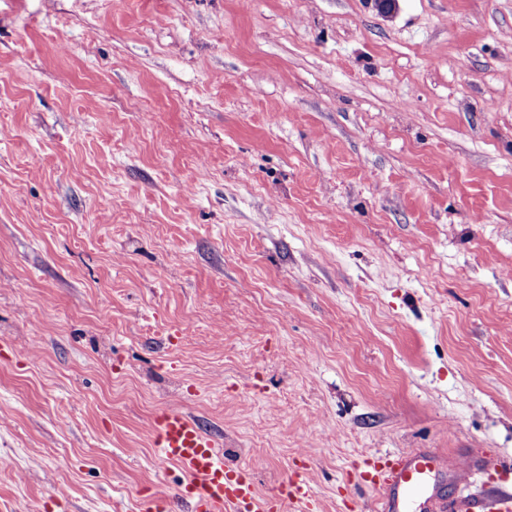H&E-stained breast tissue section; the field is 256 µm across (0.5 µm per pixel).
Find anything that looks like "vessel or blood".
I'll use <instances>...</instances> for the list:
<instances>
[{"label": "vessel or blood", "mask_w": 512, "mask_h": 512, "mask_svg": "<svg viewBox=\"0 0 512 512\" xmlns=\"http://www.w3.org/2000/svg\"><path fill=\"white\" fill-rule=\"evenodd\" d=\"M164 460L177 464L186 475L180 496L191 512H281L283 503L316 512L312 489L303 478L280 485L277 494L257 493L251 471L224 460L223 452L197 422L178 409L158 411L152 422ZM442 474L435 452L414 448L386 452L360 479L374 490L385 512H409L410 505L434 490ZM457 512H512V490L498 488L490 494L459 500Z\"/></svg>", "instance_id": "1"}]
</instances>
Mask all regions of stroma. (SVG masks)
<instances>
[{
	"mask_svg": "<svg viewBox=\"0 0 512 512\" xmlns=\"http://www.w3.org/2000/svg\"><path fill=\"white\" fill-rule=\"evenodd\" d=\"M161 406L319 512L512 488V0H0V512H188ZM378 459L371 471L360 474V481L378 494L383 511L412 512L410 505L434 491L442 475L441 459L427 449L387 451ZM453 464L458 473L480 472L487 474L491 470L495 471L497 469L507 468V465L498 459H490L477 462L469 457H464L458 460H453Z\"/></svg>",
	"mask_w": 512,
	"mask_h": 512,
	"instance_id": "35a3bbf8",
	"label": "stroma"
}]
</instances>
